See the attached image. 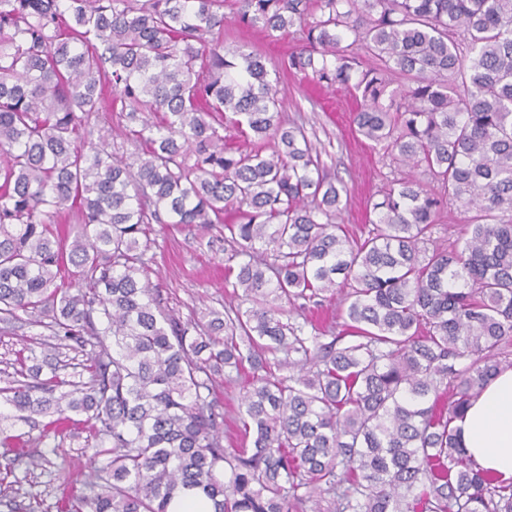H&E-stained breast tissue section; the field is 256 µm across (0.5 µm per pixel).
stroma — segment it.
Instances as JSON below:
<instances>
[{"label": "stroma", "mask_w": 512, "mask_h": 512, "mask_svg": "<svg viewBox=\"0 0 512 512\" xmlns=\"http://www.w3.org/2000/svg\"><path fill=\"white\" fill-rule=\"evenodd\" d=\"M228 21L224 44L245 51L258 50L268 58L298 50V32L290 31L273 41L260 31L239 25L232 7H225ZM283 115L301 123L316 148L324 169L348 189L342 201V224L360 234L372 201L381 198L388 184L406 176V168L373 151L354 131V98L340 87L308 90L303 74L286 76L281 84ZM219 229L203 230L194 224H157L146 253L149 279L159 290L163 307L181 319L201 317L206 309L223 310L230 293L224 288V244ZM85 358L81 349L65 345L40 327L18 323L0 331V379H6L21 366H41L43 377L52 369L75 374ZM219 411L224 416V445L238 448L237 433L241 380L217 377L215 382ZM89 424L82 415L73 416L59 440L69 461L67 475L55 468L12 464V452L0 447V512H57L60 499L80 493L84 482L93 480L94 464L84 446Z\"/></svg>", "instance_id": "35a3bbf8"}]
</instances>
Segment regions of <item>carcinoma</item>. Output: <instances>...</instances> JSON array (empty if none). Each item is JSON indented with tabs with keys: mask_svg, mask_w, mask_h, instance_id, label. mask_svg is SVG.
Returning <instances> with one entry per match:
<instances>
[{
	"mask_svg": "<svg viewBox=\"0 0 512 512\" xmlns=\"http://www.w3.org/2000/svg\"><path fill=\"white\" fill-rule=\"evenodd\" d=\"M224 2L0 0V323L86 356L76 380L4 381L0 446L8 409L47 418L42 439L86 415L102 483L66 512H170L186 490L214 512H512L454 427L512 344V0H236L238 23L302 33L273 63L224 47ZM284 72L354 89L359 134L426 178L392 181L359 244L281 118ZM114 112L126 157L91 124ZM454 203L463 245L429 246ZM153 224L224 225V310L162 308ZM341 286L323 342L298 301ZM247 365L251 447L226 448L214 377Z\"/></svg>",
	"mask_w": 512,
	"mask_h": 512,
	"instance_id": "carcinoma-1",
	"label": "carcinoma"
}]
</instances>
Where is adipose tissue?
I'll use <instances>...</instances> for the list:
<instances>
[{
    "mask_svg": "<svg viewBox=\"0 0 512 512\" xmlns=\"http://www.w3.org/2000/svg\"><path fill=\"white\" fill-rule=\"evenodd\" d=\"M456 425L471 459L498 478H512V368L483 387Z\"/></svg>",
    "mask_w": 512,
    "mask_h": 512,
    "instance_id": "1",
    "label": "adipose tissue"
}]
</instances>
